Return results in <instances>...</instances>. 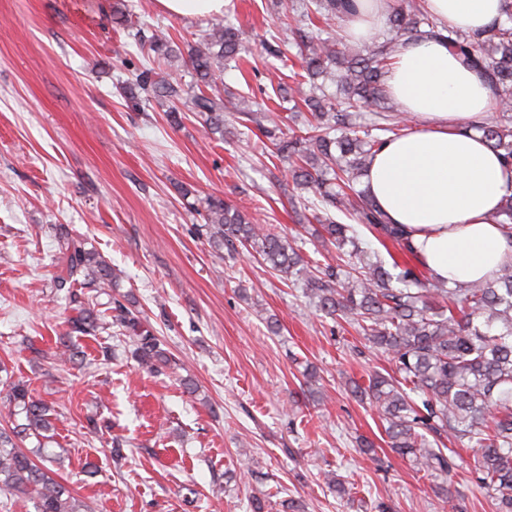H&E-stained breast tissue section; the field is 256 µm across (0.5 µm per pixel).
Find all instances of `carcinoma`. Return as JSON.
I'll return each instance as SVG.
<instances>
[{"label":"carcinoma","instance_id":"obj_1","mask_svg":"<svg viewBox=\"0 0 512 512\" xmlns=\"http://www.w3.org/2000/svg\"><path fill=\"white\" fill-rule=\"evenodd\" d=\"M352 0H300L291 47L300 71L288 87V100L305 109L302 126L287 142L277 126L265 125L266 114L242 98L232 104L246 121L274 145L275 157L288 161L295 185L307 193L299 204L319 223L315 238L334 248L332 261L312 263L286 234L265 231L236 205L209 196L194 208L200 231L224 260V246L238 242L278 273L283 283L303 280L317 310L332 319L356 321L363 338L395 362L397 376L375 373L368 385L351 383V392L375 408L391 450L419 471L449 477L453 463L428 437L467 441L469 467L480 488L496 501L499 512H512V266L485 282L450 288L429 278L417 266L372 262L358 238L357 227L406 252L412 248L403 230L387 221L369 195L355 185L374 153L387 139L407 130L406 117L389 106L385 78L393 56L406 37L429 35L448 41L467 68L477 71L491 91L499 119L480 126L488 145L512 164V12L480 34L458 32L427 18L419 0L392 8L389 29L381 43L362 47L326 35L325 28L343 19ZM427 29H420L421 25ZM141 52L152 57L132 84V99L163 98L170 103L171 122L181 120L176 103L191 96L206 136H224L229 106L216 82L224 65L239 58L242 33L231 23L215 22L195 35L189 63L193 81L182 82L173 65L177 53L162 31L135 33ZM331 76L340 95L326 93L318 79ZM371 109L369 123L357 130L350 113ZM353 220L343 224L338 217ZM491 223L512 234V186L491 215ZM351 249H346V246ZM62 263L54 288L66 292L72 315L69 331L88 334L98 328V297L74 291L115 288L119 273L96 251L69 234L57 241ZM112 323L132 339L134 355L151 369L171 362L162 341L120 301H114ZM0 410L10 427L0 428V496L32 500L35 512H88L84 502L58 482L45 463L61 455L39 448L43 465L18 447L27 438L47 439L57 418L32 395L29 385L11 382L0 397Z\"/></svg>","mask_w":512,"mask_h":512}]
</instances>
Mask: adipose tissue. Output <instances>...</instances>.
I'll list each match as a JSON object with an SVG mask.
<instances>
[{"label": "adipose tissue", "mask_w": 512, "mask_h": 512, "mask_svg": "<svg viewBox=\"0 0 512 512\" xmlns=\"http://www.w3.org/2000/svg\"><path fill=\"white\" fill-rule=\"evenodd\" d=\"M347 37L369 40L383 28L388 0H357ZM435 20L477 33L504 18L506 0H424ZM386 90L417 127L388 140L368 163L370 196L402 225L429 277L457 284L494 279L512 265V241L491 223L512 166L479 127L493 111L481 77L464 68L446 42L411 38L399 47Z\"/></svg>", "instance_id": "obj_1"}]
</instances>
